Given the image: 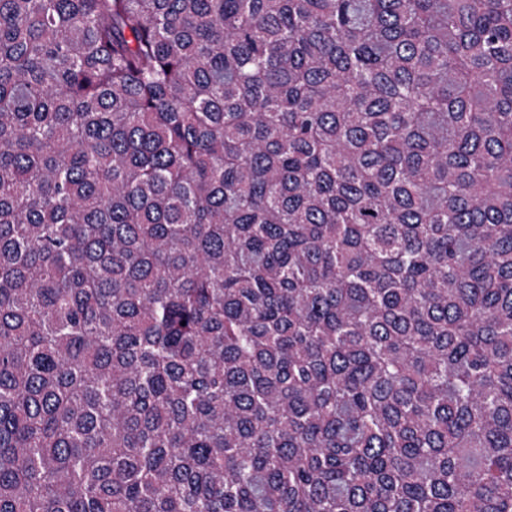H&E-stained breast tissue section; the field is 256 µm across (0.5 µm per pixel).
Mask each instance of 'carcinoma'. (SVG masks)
<instances>
[{
    "label": "carcinoma",
    "mask_w": 512,
    "mask_h": 512,
    "mask_svg": "<svg viewBox=\"0 0 512 512\" xmlns=\"http://www.w3.org/2000/svg\"><path fill=\"white\" fill-rule=\"evenodd\" d=\"M0 512H512V0H0Z\"/></svg>",
    "instance_id": "carcinoma-1"
}]
</instances>
